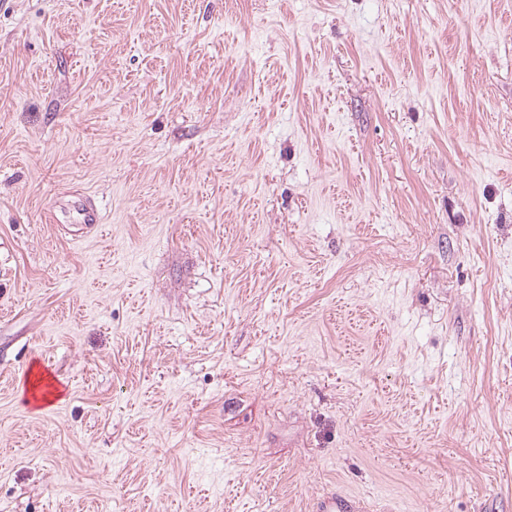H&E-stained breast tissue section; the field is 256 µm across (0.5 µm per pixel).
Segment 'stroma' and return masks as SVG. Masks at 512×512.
<instances>
[{
	"mask_svg": "<svg viewBox=\"0 0 512 512\" xmlns=\"http://www.w3.org/2000/svg\"><path fill=\"white\" fill-rule=\"evenodd\" d=\"M333 493L512 512V0H0V512ZM68 390V385L65 382L55 378L51 382L45 383L37 390L36 398L32 396V393L29 394L28 388L25 387V397L30 408L43 409L59 404L61 401L65 400L68 395ZM47 392H54L55 396H53L50 401L45 402L42 400V396Z\"/></svg>",
	"mask_w": 512,
	"mask_h": 512,
	"instance_id": "1",
	"label": "stroma"
}]
</instances>
